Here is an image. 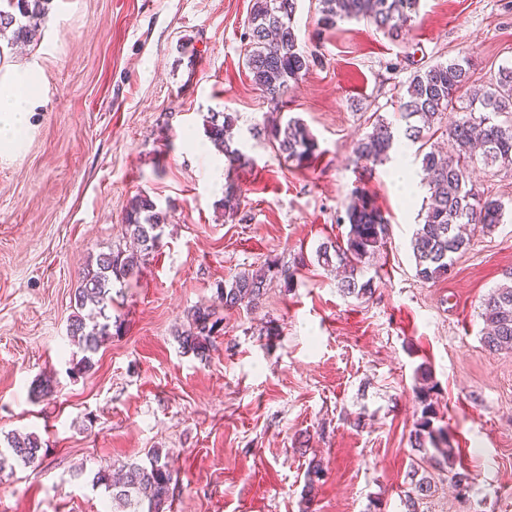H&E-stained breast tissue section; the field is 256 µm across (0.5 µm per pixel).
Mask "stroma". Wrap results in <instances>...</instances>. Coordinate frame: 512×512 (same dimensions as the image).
Listing matches in <instances>:
<instances>
[{
    "label": "stroma",
    "mask_w": 512,
    "mask_h": 512,
    "mask_svg": "<svg viewBox=\"0 0 512 512\" xmlns=\"http://www.w3.org/2000/svg\"><path fill=\"white\" fill-rule=\"evenodd\" d=\"M253 0H52L22 47L0 41V83L38 80L15 143L0 142V445L38 434L40 463L0 476V512H110L92 482L110 464L167 454L171 512H301L311 459L327 469L312 512H402L421 413L419 365L437 384L441 424L473 477L466 496L441 481L420 512H512V354L481 341L485 295L512 271V171L479 170L506 208L475 232L446 278H417L410 239L427 197L416 145L404 195L393 161L356 167L355 142L399 101L420 67L470 53L474 76L512 65V0H421L393 39L367 21L322 30L318 0H299L302 49L320 56L281 112L245 66ZM214 112L236 117L250 166L227 172L206 138ZM298 117L319 157L299 166L254 126ZM233 175L246 197L224 215ZM363 189L390 221L364 268L374 292L344 297L320 244L345 238V209ZM167 213L137 282L116 287L117 332L85 374H69L67 326L90 259L125 247L136 194ZM306 264L292 291L272 281L261 305L224 314L208 359L174 332L217 287L271 259ZM55 390L37 398V379Z\"/></svg>",
    "instance_id": "obj_1"
}]
</instances>
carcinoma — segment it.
Instances as JSON below:
<instances>
[{
	"mask_svg": "<svg viewBox=\"0 0 512 512\" xmlns=\"http://www.w3.org/2000/svg\"><path fill=\"white\" fill-rule=\"evenodd\" d=\"M0 29H13L14 42H29L48 15L49 0H0ZM298 0H253L249 19L245 65L251 80L273 110L284 107L291 85L298 84L318 57L302 50L295 32L294 17ZM420 0H320V24L333 29L347 20H366L388 36L397 38L417 17ZM470 59L457 57L421 68L410 76L400 111L405 121L403 135L378 116L371 132L354 148L355 162L372 170L390 159L402 140L427 143L444 130L452 151L444 154L432 148L422 154L421 167L430 193L424 220L411 238L416 276L423 282L448 275L455 255L466 250L471 237L467 228L491 233L503 223L502 203L479 193L470 183L469 169L475 163L496 171L512 170V67L501 66L485 83L472 80ZM457 118L442 126L445 113ZM234 118L215 112L206 120L205 133L224 155L228 171L250 164L251 159L234 144L231 130ZM265 134L277 150L297 164L319 156V145L308 127L290 118L284 126L265 125L256 131ZM354 201L347 207L349 230L342 244H322L316 250L325 265L343 268L338 289L345 297L363 298L372 294V280H363L362 268L385 245L390 224L373 200L361 189L354 190ZM243 189L233 180L224 187V210L234 215L241 204ZM167 216L150 197L132 198L125 217V230L137 246L129 253L112 250L87 265L75 293L77 312L68 325L71 343L83 357L69 368L72 376L92 368V354L111 335L112 285L136 279L140 265L159 247ZM280 278L286 291L295 285L294 272L274 262H266L251 272H243L217 289L218 305L197 306L187 316V324L177 331L181 348L201 359L210 355L215 337L224 330V317L218 308H255L266 294L268 284ZM480 317L486 326L483 344L491 353L512 351V282L491 290L481 304ZM414 393L422 405L409 435L419 463L407 473L410 490L405 494L406 512H418L420 501L431 496L435 487L433 472H447L455 490L470 487L471 474L459 460V449L449 441L448 428L434 425L439 404L436 383L423 371L417 376ZM43 443L33 433H17L8 438L7 451L0 450V473L14 465L30 466L42 458ZM319 461L309 462L306 490L312 492L322 480ZM94 482L112 495L120 512H167L174 474L162 452H151L148 464L124 463L117 471L102 470Z\"/></svg>",
	"mask_w": 512,
	"mask_h": 512,
	"instance_id": "1",
	"label": "carcinoma"
}]
</instances>
